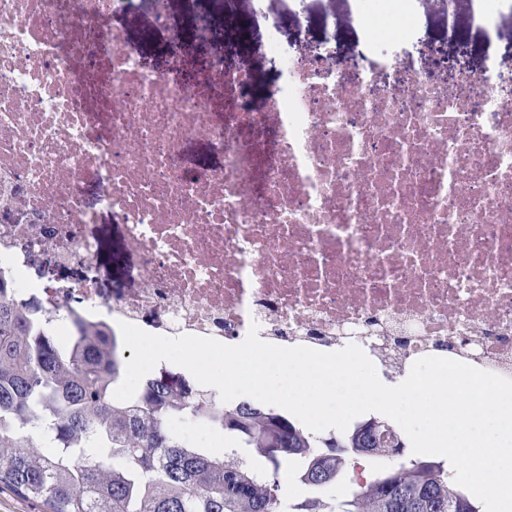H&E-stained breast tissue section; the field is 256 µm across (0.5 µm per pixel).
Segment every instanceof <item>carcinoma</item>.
I'll use <instances>...</instances> for the list:
<instances>
[{
  "label": "carcinoma",
  "mask_w": 512,
  "mask_h": 512,
  "mask_svg": "<svg viewBox=\"0 0 512 512\" xmlns=\"http://www.w3.org/2000/svg\"><path fill=\"white\" fill-rule=\"evenodd\" d=\"M35 301L0 280V487L43 512H482L445 462L401 458L370 472L339 500L321 488L353 464L404 447L376 418L315 436L291 418L248 401L220 405L190 381L151 376L130 404L113 397L123 356L111 330L74 321L60 345ZM206 419L237 447L208 454L168 429L173 417ZM53 433L45 452L28 436ZM300 464L309 493L285 504L278 481Z\"/></svg>",
  "instance_id": "obj_1"
}]
</instances>
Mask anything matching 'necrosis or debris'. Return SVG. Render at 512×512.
I'll use <instances>...</instances> for the list:
<instances>
[{"instance_id": "1", "label": "necrosis or debris", "mask_w": 512, "mask_h": 512, "mask_svg": "<svg viewBox=\"0 0 512 512\" xmlns=\"http://www.w3.org/2000/svg\"><path fill=\"white\" fill-rule=\"evenodd\" d=\"M138 2L0 0V277L17 298L113 330L355 343L387 375L446 353L512 379L506 76L446 80L397 42L363 66L321 43L245 104L251 75L211 26L236 0L188 28L154 0L158 67L123 25ZM190 40L202 59L176 54ZM103 211L132 260L108 297L86 232Z\"/></svg>"}]
</instances>
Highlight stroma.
Instances as JSON below:
<instances>
[{
	"label": "stroma",
	"instance_id": "stroma-1",
	"mask_svg": "<svg viewBox=\"0 0 512 512\" xmlns=\"http://www.w3.org/2000/svg\"><path fill=\"white\" fill-rule=\"evenodd\" d=\"M477 0H417L415 28L406 57L416 65L447 75L449 66L462 63L479 72L493 66L512 70V15L500 18L496 28L477 23ZM364 6L360 0H263L249 30L246 50L238 62L247 67L257 83L278 84L284 77L279 55L270 53L266 36L277 29L282 52L299 55L310 45L331 42L340 58L367 59L372 50L365 33ZM101 247L95 261L97 284L104 294L126 287L119 260V226L102 216L97 226Z\"/></svg>",
	"mask_w": 512,
	"mask_h": 512
}]
</instances>
